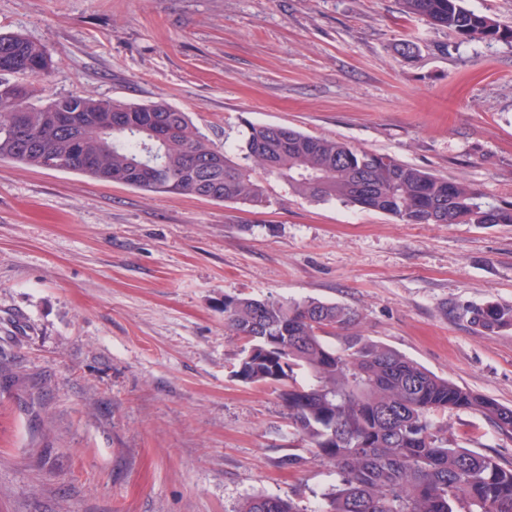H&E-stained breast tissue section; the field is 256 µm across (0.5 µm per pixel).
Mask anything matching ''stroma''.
<instances>
[{
    "instance_id": "stroma-1",
    "label": "stroma",
    "mask_w": 512,
    "mask_h": 512,
    "mask_svg": "<svg viewBox=\"0 0 512 512\" xmlns=\"http://www.w3.org/2000/svg\"><path fill=\"white\" fill-rule=\"evenodd\" d=\"M52 60L36 99L162 100L216 146L284 125L512 201V41L460 43L400 0H0ZM410 40L411 54L399 43ZM253 209L0 161V512H238L334 475L278 391L233 372L228 296L357 311L354 335L512 407V224H404L269 186ZM512 465V436L440 416ZM469 313L471 323L490 332L512 326V308H505L497 303L489 302L472 308Z\"/></svg>"
}]
</instances>
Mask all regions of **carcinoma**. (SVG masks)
Masks as SVG:
<instances>
[{
  "label": "carcinoma",
  "mask_w": 512,
  "mask_h": 512,
  "mask_svg": "<svg viewBox=\"0 0 512 512\" xmlns=\"http://www.w3.org/2000/svg\"><path fill=\"white\" fill-rule=\"evenodd\" d=\"M403 12L455 34L462 44L512 39V28L461 5V0H401ZM51 61L44 46L0 33V161L52 169L149 192L188 194L253 208L269 203L267 182L298 196L339 200L389 214L404 224H512V201L489 202L472 184L437 176L349 143L288 129L283 146L268 125L252 126L243 143L220 150L186 112L164 101L124 104L71 93L31 103ZM77 110L73 129L55 115ZM124 110L127 129L95 132L96 115ZM172 131L160 148L166 172L137 176L146 136L133 131L153 119ZM471 323L493 332L512 326V308L489 302L470 310ZM356 311L314 299L281 302L224 298V326L242 343L235 375L280 391L293 434L312 460L336 472L318 512H512V467L448 445L432 416L454 409L480 415L512 435V407L438 377L399 352L360 336L344 350L325 337L352 328ZM309 381L299 383L294 370ZM239 512H307L291 496L256 495Z\"/></svg>",
  "instance_id": "cac0c4a2"
}]
</instances>
